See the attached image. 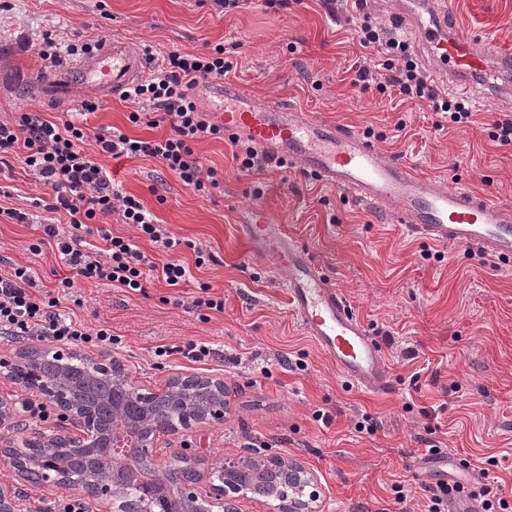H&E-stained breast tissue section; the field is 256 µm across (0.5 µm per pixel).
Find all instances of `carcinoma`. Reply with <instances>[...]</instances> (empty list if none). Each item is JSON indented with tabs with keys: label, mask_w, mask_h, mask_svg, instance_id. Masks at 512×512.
Returning a JSON list of instances; mask_svg holds the SVG:
<instances>
[{
	"label": "carcinoma",
	"mask_w": 512,
	"mask_h": 512,
	"mask_svg": "<svg viewBox=\"0 0 512 512\" xmlns=\"http://www.w3.org/2000/svg\"><path fill=\"white\" fill-rule=\"evenodd\" d=\"M68 363L74 397L87 406H96L100 399V389L96 387L94 376L91 375L93 362L85 355L73 353ZM13 378L25 386L35 381L49 384L54 378V368L48 361L32 360L23 367L14 368ZM140 395L141 389L122 373L117 377L116 387L112 390V407L103 411L100 426L106 431V444L110 445L113 439L118 438L128 447V453L116 459L108 469L110 481L125 489L135 503L144 502L153 512H204L207 503L187 497L185 487L175 480L176 474L190 471L192 466L177 458L168 466L165 481L158 482L152 478L155 465L150 451L141 447L145 428L154 432L171 430L173 424L182 422V409L172 404L171 392H152L150 397L155 414L147 424L140 417ZM182 397L191 400L193 406L204 413L220 404L214 393L200 384L184 387ZM7 452L12 467L19 469L39 449L23 441L17 447L7 449ZM284 473L283 460H263L258 462L246 479L233 472L224 474V485L235 487L239 493L283 503L290 498L302 497V483L284 479Z\"/></svg>",
	"instance_id": "carcinoma-1"
}]
</instances>
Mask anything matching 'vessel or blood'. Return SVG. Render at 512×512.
Returning a JSON list of instances; mask_svg holds the SVG:
<instances>
[{
	"label": "vessel or blood",
	"instance_id": "obj_1",
	"mask_svg": "<svg viewBox=\"0 0 512 512\" xmlns=\"http://www.w3.org/2000/svg\"><path fill=\"white\" fill-rule=\"evenodd\" d=\"M398 17L433 76L468 95L477 81L512 71V45L489 57L482 39L448 23L447 0H402ZM146 67L120 40L105 43L78 62L74 77L54 80L50 96L65 98L71 81L87 95L107 99L143 80ZM203 109L225 136L247 139L274 158L300 163L336 190L348 192L397 223L439 245L475 246L512 259V206L460 185L419 176L412 166L383 154L350 126L315 118L292 104L259 101L223 82L199 91ZM250 250H260L285 272L288 308L304 333L353 385L390 388L383 353L344 294L318 271L308 252L262 211L241 227Z\"/></svg>",
	"mask_w": 512,
	"mask_h": 512
}]
</instances>
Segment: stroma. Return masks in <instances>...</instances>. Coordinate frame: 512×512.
Instances as JSON below:
<instances>
[{"label": "stroma", "instance_id": "35a3bbf8", "mask_svg": "<svg viewBox=\"0 0 512 512\" xmlns=\"http://www.w3.org/2000/svg\"><path fill=\"white\" fill-rule=\"evenodd\" d=\"M448 12L459 31L512 44V0H448ZM361 14L353 0H288L277 11L261 0L230 11L214 0H0V121L24 109L58 117L82 102L77 90L68 100L44 95L60 70L78 62L69 56L61 67L42 68L45 37L63 44L78 34L117 38L141 56L220 43L232 62L226 81L246 93L347 124L420 175L512 205V146L491 138L499 113H512V96L479 88L468 98L470 123L455 126L424 102L351 85L350 67L379 56L359 43ZM133 109L118 97L104 101L87 117L83 151L97 156L116 189L169 225L182 241L176 258L192 264L191 246L202 243L213 260L177 289L156 283L139 294L86 283L78 301L63 296L59 305L78 323L111 327L119 338L113 352L138 388L158 391L178 374L223 380V420L158 435L157 459L185 453L204 473L244 456H276L315 475L318 512H427L432 481L419 463L432 444L464 459L479 484L512 504V262L418 239L297 163L260 179L246 175L226 141L196 147L224 173L222 190L210 196L154 161L97 155L100 129L150 135L128 122ZM8 162L0 207L33 221L0 222V263L30 266L52 283L66 271L60 255L49 245L35 255L29 246L38 223L57 216L37 204L46 193L38 176L17 157ZM255 208L282 224L345 294L384 354L391 390L349 384L304 334L289 312L283 273L240 237L241 219ZM204 286L223 295V312L203 318L175 306V297L199 295ZM190 341L218 357L195 363L159 353ZM368 417L375 433L358 428ZM0 487L24 512H46L72 495L51 481L32 484L1 462Z\"/></svg>", "mask_w": 512, "mask_h": 512}]
</instances>
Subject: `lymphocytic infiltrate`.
I'll return each mask as SVG.
<instances>
[{
	"label": "lymphocytic infiltrate",
	"instance_id": "1",
	"mask_svg": "<svg viewBox=\"0 0 512 512\" xmlns=\"http://www.w3.org/2000/svg\"><path fill=\"white\" fill-rule=\"evenodd\" d=\"M363 47L380 48L384 58L377 65H360L354 84L376 87L379 92L396 91L410 99L425 101L430 110L446 114L449 122L462 124L471 116L465 98L442 95L413 60L406 40L396 28L371 20L359 27ZM151 74L133 89L123 93V100L134 104L128 115L132 124L152 128L168 126L166 134L135 138L121 131H100L96 142L102 153L112 158H148L162 165L185 186L207 193L219 188L220 178L214 167L205 165L195 152L196 143L221 140L223 128L210 123L191 97L200 82L223 76L229 69L223 45L198 53L170 52L150 57ZM151 112H143L141 104ZM83 124L71 116L54 120L41 112H22L14 120L0 122V156L14 155L51 189L53 198L45 209L65 214L70 232H60L58 225H41V234L32 251L54 243L67 276L58 279L62 292H72L79 282L97 283L144 292L149 280L177 288L186 283L192 268L202 267L212 255L204 245L193 248V264L178 259L161 260L180 244L168 225L158 223L143 201L114 190L103 167L83 154ZM119 216L123 223L135 225L144 238L155 244L149 253L137 241L112 233L105 220ZM95 225L98 239L91 242L81 235L87 225ZM58 299L46 297L39 289V276L31 267L15 265L0 270V335L13 338L49 337L56 341L112 346L116 340L110 328H83L72 317L58 311Z\"/></svg>",
	"mask_w": 512,
	"mask_h": 512
}]
</instances>
